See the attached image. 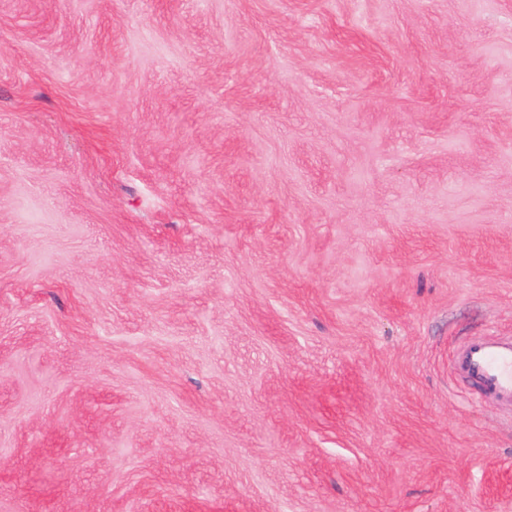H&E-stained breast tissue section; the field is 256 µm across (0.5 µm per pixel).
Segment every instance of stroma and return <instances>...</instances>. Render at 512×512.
I'll use <instances>...</instances> for the list:
<instances>
[{
	"instance_id": "1",
	"label": "stroma",
	"mask_w": 512,
	"mask_h": 512,
	"mask_svg": "<svg viewBox=\"0 0 512 512\" xmlns=\"http://www.w3.org/2000/svg\"><path fill=\"white\" fill-rule=\"evenodd\" d=\"M512 0H0V512H512ZM454 371L502 405L512 406V338L474 339L456 352Z\"/></svg>"
}]
</instances>
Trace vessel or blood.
<instances>
[{
  "mask_svg": "<svg viewBox=\"0 0 512 512\" xmlns=\"http://www.w3.org/2000/svg\"><path fill=\"white\" fill-rule=\"evenodd\" d=\"M453 368L502 405L512 406V338L491 336L466 343L456 352Z\"/></svg>",
  "mask_w": 512,
  "mask_h": 512,
  "instance_id": "b4317fda",
  "label": "vessel or blood"
}]
</instances>
